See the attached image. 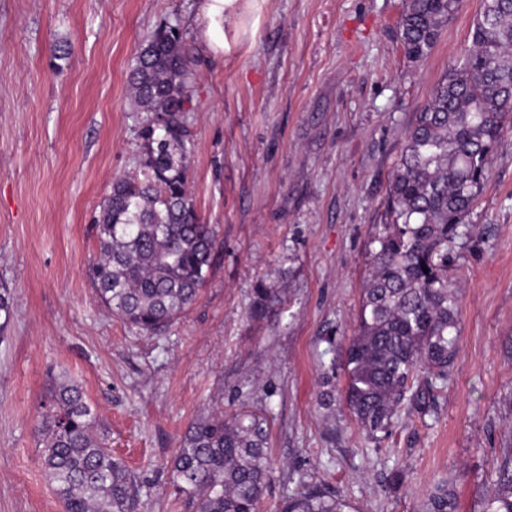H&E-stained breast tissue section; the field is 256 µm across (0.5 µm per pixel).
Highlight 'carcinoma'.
<instances>
[{
  "label": "carcinoma",
  "mask_w": 512,
  "mask_h": 512,
  "mask_svg": "<svg viewBox=\"0 0 512 512\" xmlns=\"http://www.w3.org/2000/svg\"><path fill=\"white\" fill-rule=\"evenodd\" d=\"M459 0H405L399 21L405 55L426 57ZM192 58L180 26L149 37L129 74L145 113L140 173L119 176L94 220L99 244L88 270L100 301L147 334L180 318L212 266L215 228L193 200L186 125ZM512 128V0H481L470 46L436 86L402 144L390 179L384 224L374 234L357 329L345 351L346 406L380 440L402 406L418 404L421 384L448 381L458 360V305L448 249L490 176L491 154ZM270 288L255 291L251 313L267 310ZM14 317L0 288V335ZM319 407L336 412V364ZM41 415V466L65 512H134L139 485L94 434L96 413L74 383L55 382ZM268 420L246 406L197 418L172 460L186 512H260L268 473ZM484 512H512V452L497 463ZM336 490L311 485L282 512H345ZM423 512H456L448 481L427 494Z\"/></svg>",
  "instance_id": "carcinoma-1"
}]
</instances>
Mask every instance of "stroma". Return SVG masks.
Wrapping results in <instances>:
<instances>
[{"mask_svg":"<svg viewBox=\"0 0 512 512\" xmlns=\"http://www.w3.org/2000/svg\"><path fill=\"white\" fill-rule=\"evenodd\" d=\"M200 4L0 0V284L15 310L0 341V512H64L40 464L54 377L96 409L138 480L136 512H183L170 463L190 422L243 403L270 423L262 512L314 484L349 512H421L442 478L457 512H482L512 450V129L449 251L459 359L447 385L378 443L344 402L332 418L316 402L354 333L405 134L470 44L480 0H461L418 62L400 39L404 0H264L246 34L222 23L227 53L197 42ZM167 20L191 50L192 194L218 248L197 301L147 335L101 304L88 266L101 201L138 170L130 66ZM261 285L273 295L255 318Z\"/></svg>","mask_w":512,"mask_h":512,"instance_id":"obj_1","label":"stroma"}]
</instances>
